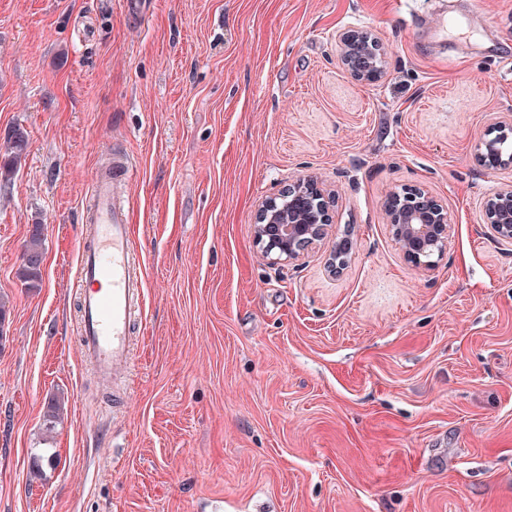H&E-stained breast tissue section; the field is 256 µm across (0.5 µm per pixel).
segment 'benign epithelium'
Here are the masks:
<instances>
[{"mask_svg":"<svg viewBox=\"0 0 512 512\" xmlns=\"http://www.w3.org/2000/svg\"><path fill=\"white\" fill-rule=\"evenodd\" d=\"M338 59L359 82H376L386 73L387 53L378 36L368 29L342 31L336 35ZM512 136V117L494 119L485 137L474 146V159L486 172L512 164V154L502 145ZM336 193L312 175L298 177L277 195L263 199L253 221L254 242L261 252L279 263L301 260L321 244L333 223ZM386 225L404 260L421 272L435 268L445 254L450 220L448 209L429 190L401 185L390 190L383 202ZM486 232L494 239L512 243V184L503 186L484 202ZM351 241L332 242L328 271L343 272Z\"/></svg>","mask_w":512,"mask_h":512,"instance_id":"obj_1","label":"benign epithelium"}]
</instances>
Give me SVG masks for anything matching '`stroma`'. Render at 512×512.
<instances>
[{
	"label": "stroma",
	"instance_id": "35a3bbf8",
	"mask_svg": "<svg viewBox=\"0 0 512 512\" xmlns=\"http://www.w3.org/2000/svg\"><path fill=\"white\" fill-rule=\"evenodd\" d=\"M354 28L387 50L379 82L337 59ZM504 54L512 0H0V158L28 133L0 180V512H512V245L483 232L512 165L473 157L512 115ZM112 150L144 301L136 369L106 384L74 284ZM305 174L336 191L341 275L254 243L258 202ZM404 184L451 219L428 273L386 227ZM43 225L34 224L29 240L24 247L22 278L28 288H36L42 278L43 252Z\"/></svg>",
	"mask_w": 512,
	"mask_h": 512
}]
</instances>
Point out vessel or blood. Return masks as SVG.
Here are the masks:
<instances>
[{
    "label": "vessel or blood",
    "mask_w": 512,
    "mask_h": 512,
    "mask_svg": "<svg viewBox=\"0 0 512 512\" xmlns=\"http://www.w3.org/2000/svg\"><path fill=\"white\" fill-rule=\"evenodd\" d=\"M132 177V166L125 162L95 173L78 250L75 288L80 299L81 352L106 379L132 373L136 364L130 336L135 312L143 303V282L129 215L114 204L116 187Z\"/></svg>",
    "instance_id": "b4317fda"
}]
</instances>
